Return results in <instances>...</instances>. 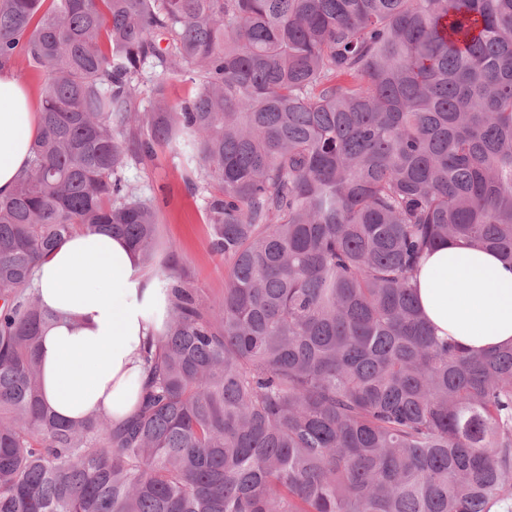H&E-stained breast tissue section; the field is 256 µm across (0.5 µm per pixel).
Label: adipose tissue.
<instances>
[{
  "instance_id": "ef3b65f1",
  "label": "adipose tissue",
  "mask_w": 512,
  "mask_h": 512,
  "mask_svg": "<svg viewBox=\"0 0 512 512\" xmlns=\"http://www.w3.org/2000/svg\"><path fill=\"white\" fill-rule=\"evenodd\" d=\"M40 132L39 101L0 71V199L9 197ZM413 285L437 336L475 351L512 345V270L479 245L428 250ZM34 287L54 320L42 338V395L58 417L99 415L121 424L137 411L149 343L164 329L167 290L120 237L85 231L35 270Z\"/></svg>"
}]
</instances>
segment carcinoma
<instances>
[{
    "label": "carcinoma",
    "mask_w": 512,
    "mask_h": 512,
    "mask_svg": "<svg viewBox=\"0 0 512 512\" xmlns=\"http://www.w3.org/2000/svg\"><path fill=\"white\" fill-rule=\"evenodd\" d=\"M0 0V70L44 77L0 200V512H492L512 500V346L435 336L411 285L451 239L512 264V0ZM160 69L144 93L145 68ZM198 80L169 103L171 82ZM178 149L224 297L163 272L138 413L41 394L36 263L108 229L146 265L125 179Z\"/></svg>",
    "instance_id": "obj_1"
}]
</instances>
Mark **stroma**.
Segmentation results:
<instances>
[{"mask_svg": "<svg viewBox=\"0 0 512 512\" xmlns=\"http://www.w3.org/2000/svg\"><path fill=\"white\" fill-rule=\"evenodd\" d=\"M125 176L158 208L157 267L175 261L206 303L220 300L224 295V259L210 246L211 227L204 212L208 185L164 150L132 161Z\"/></svg>", "mask_w": 512, "mask_h": 512, "instance_id": "1", "label": "stroma"}]
</instances>
